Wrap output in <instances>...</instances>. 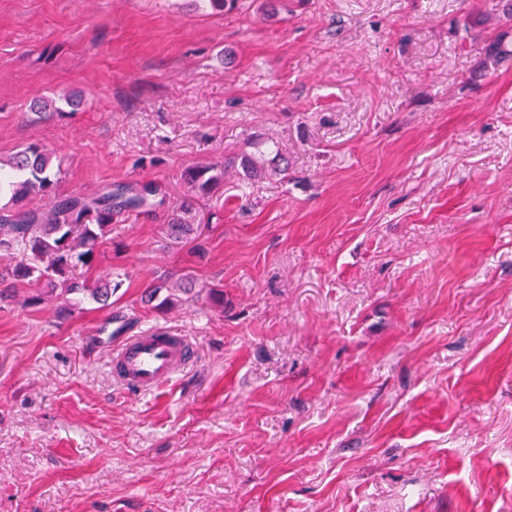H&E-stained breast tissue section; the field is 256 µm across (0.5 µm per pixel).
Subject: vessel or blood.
Here are the masks:
<instances>
[{
  "mask_svg": "<svg viewBox=\"0 0 512 512\" xmlns=\"http://www.w3.org/2000/svg\"><path fill=\"white\" fill-rule=\"evenodd\" d=\"M105 344L112 348V375L122 387L138 392L157 391L176 379L195 359L191 337L155 327L135 335L115 327Z\"/></svg>",
  "mask_w": 512,
  "mask_h": 512,
  "instance_id": "b4317fda",
  "label": "vessel or blood"
}]
</instances>
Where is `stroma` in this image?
I'll use <instances>...</instances> for the list:
<instances>
[{
  "label": "stroma",
  "instance_id": "1",
  "mask_svg": "<svg viewBox=\"0 0 512 512\" xmlns=\"http://www.w3.org/2000/svg\"><path fill=\"white\" fill-rule=\"evenodd\" d=\"M506 2L0 0V159L163 198L114 212L109 307L0 302V512H512ZM117 313L195 362L124 390L89 342ZM186 180L195 193L209 194L224 182V165L192 167L186 174ZM192 210L190 205L182 204L171 211L166 224L168 237L180 242L195 238L196 215Z\"/></svg>",
  "mask_w": 512,
  "mask_h": 512
}]
</instances>
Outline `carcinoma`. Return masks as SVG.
I'll return each mask as SVG.
<instances>
[{
  "mask_svg": "<svg viewBox=\"0 0 512 512\" xmlns=\"http://www.w3.org/2000/svg\"><path fill=\"white\" fill-rule=\"evenodd\" d=\"M11 173L0 172V253L11 256L0 263V299L13 297L17 289L27 288L29 306L52 299L64 306L70 296L80 294L103 306L123 286L120 275L99 273L94 281L79 283L72 271L81 266L97 267L99 246L112 234V198L122 197L129 188L116 186L115 192L96 197H65L55 193L60 165L39 143H31L7 162ZM194 192L205 195L224 182V166H195L186 174ZM154 190L148 186L121 203L136 210L151 205ZM39 198L44 207L31 209L28 202ZM196 215L182 204L173 209L166 234L176 241H187L195 234Z\"/></svg>",
  "mask_w": 512,
  "mask_h": 512,
  "instance_id": "carcinoma-1",
  "label": "carcinoma"
}]
</instances>
